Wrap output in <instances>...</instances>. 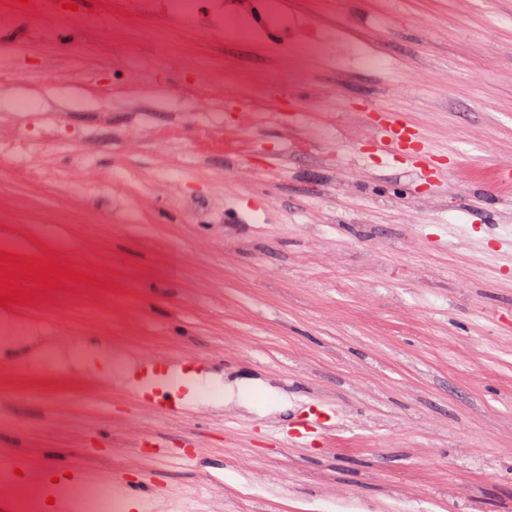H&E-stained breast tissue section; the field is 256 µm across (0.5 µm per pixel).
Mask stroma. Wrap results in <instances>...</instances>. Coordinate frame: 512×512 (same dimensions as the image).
Segmentation results:
<instances>
[{"mask_svg": "<svg viewBox=\"0 0 512 512\" xmlns=\"http://www.w3.org/2000/svg\"><path fill=\"white\" fill-rule=\"evenodd\" d=\"M0 0V512L42 474L124 512H512V0ZM405 121L383 150L386 114ZM198 361L195 413L138 402L141 357ZM327 430L288 436L311 400ZM162 439L184 459L159 458ZM23 478H14V469ZM62 138V125L40 127L37 138H24L21 142L14 140L8 148H0V169H7L13 178L22 183L30 182L36 176L58 183L62 179L60 171L36 164L38 151L43 142H52Z\"/></svg>", "mask_w": 512, "mask_h": 512, "instance_id": "1", "label": "stroma"}]
</instances>
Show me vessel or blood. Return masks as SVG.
<instances>
[{"label":"vessel or blood","instance_id":"obj_1","mask_svg":"<svg viewBox=\"0 0 512 512\" xmlns=\"http://www.w3.org/2000/svg\"><path fill=\"white\" fill-rule=\"evenodd\" d=\"M189 373L187 362L182 360L143 359L134 394L140 402L156 412L175 414L186 410L189 404L185 379ZM327 416L321 403H314L307 416L298 419L290 429L294 441L304 440L309 434L324 428Z\"/></svg>","mask_w":512,"mask_h":512}]
</instances>
